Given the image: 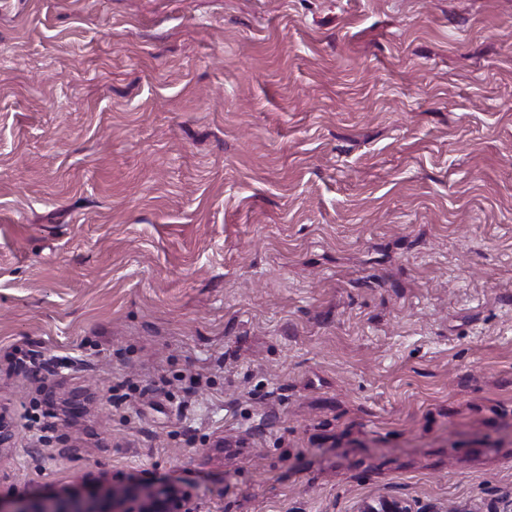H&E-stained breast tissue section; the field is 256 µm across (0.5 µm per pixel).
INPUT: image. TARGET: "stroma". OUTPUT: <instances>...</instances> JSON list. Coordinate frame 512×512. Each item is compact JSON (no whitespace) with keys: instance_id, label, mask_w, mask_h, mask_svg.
Listing matches in <instances>:
<instances>
[{"instance_id":"35a3bbf8","label":"stroma","mask_w":512,"mask_h":512,"mask_svg":"<svg viewBox=\"0 0 512 512\" xmlns=\"http://www.w3.org/2000/svg\"><path fill=\"white\" fill-rule=\"evenodd\" d=\"M15 348L5 499L512 495V0H0Z\"/></svg>"}]
</instances>
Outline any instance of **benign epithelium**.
I'll return each mask as SVG.
<instances>
[{
  "label": "benign epithelium",
  "mask_w": 512,
  "mask_h": 512,
  "mask_svg": "<svg viewBox=\"0 0 512 512\" xmlns=\"http://www.w3.org/2000/svg\"><path fill=\"white\" fill-rule=\"evenodd\" d=\"M15 426L9 415L0 409V459L10 451ZM112 504L93 498H81L73 493L65 496H44L26 499L13 507L0 501V512H195L191 495L177 487L161 495L153 490L134 491L128 487H112ZM356 512H444L432 507L425 511L415 501L399 497L364 500Z\"/></svg>",
  "instance_id": "obj_1"
}]
</instances>
